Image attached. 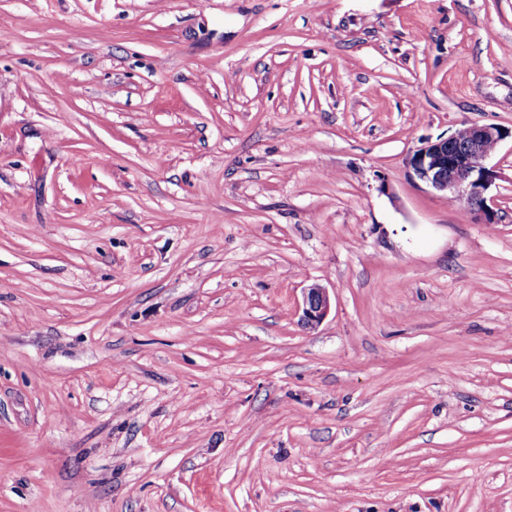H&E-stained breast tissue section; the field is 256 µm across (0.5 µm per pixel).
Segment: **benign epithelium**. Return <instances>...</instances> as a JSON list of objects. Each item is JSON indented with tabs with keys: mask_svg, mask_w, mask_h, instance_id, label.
<instances>
[{
	"mask_svg": "<svg viewBox=\"0 0 512 512\" xmlns=\"http://www.w3.org/2000/svg\"><path fill=\"white\" fill-rule=\"evenodd\" d=\"M512 129L498 124H471L453 135L427 141L414 151L408 165L414 176L449 201L463 205L479 224L500 221L496 199L489 195L495 179L487 160L506 140ZM331 308L328 289L312 284L304 289L301 323L315 327Z\"/></svg>",
	"mask_w": 512,
	"mask_h": 512,
	"instance_id": "obj_1",
	"label": "benign epithelium"
}]
</instances>
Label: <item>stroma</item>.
Listing matches in <instances>:
<instances>
[{
	"mask_svg": "<svg viewBox=\"0 0 512 512\" xmlns=\"http://www.w3.org/2000/svg\"><path fill=\"white\" fill-rule=\"evenodd\" d=\"M483 123L512 0H0V512H512ZM512 129L498 124H471L445 139L427 141L408 165L414 176L449 201L463 205L479 224L500 221L496 199L488 191L495 179L487 160ZM330 308L328 289L320 284L309 285L303 291L301 323L307 327H316L327 317Z\"/></svg>",
	"mask_w": 512,
	"mask_h": 512,
	"instance_id": "stroma-1",
	"label": "stroma"
}]
</instances>
